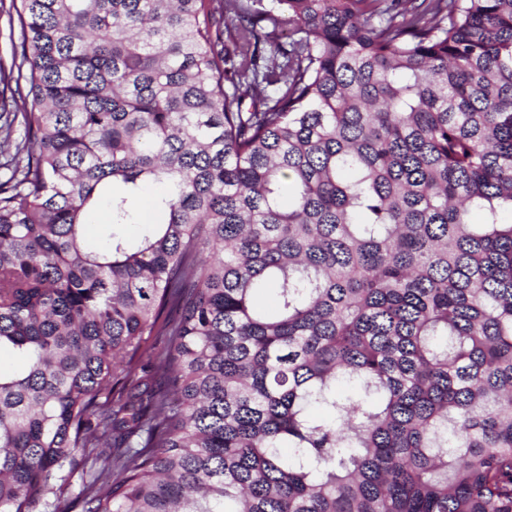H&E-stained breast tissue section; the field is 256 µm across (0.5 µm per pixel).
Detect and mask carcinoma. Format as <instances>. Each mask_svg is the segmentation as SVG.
Wrapping results in <instances>:
<instances>
[{"label": "carcinoma", "mask_w": 512, "mask_h": 512, "mask_svg": "<svg viewBox=\"0 0 512 512\" xmlns=\"http://www.w3.org/2000/svg\"><path fill=\"white\" fill-rule=\"evenodd\" d=\"M3 14L0 512H512V0Z\"/></svg>", "instance_id": "1"}]
</instances>
